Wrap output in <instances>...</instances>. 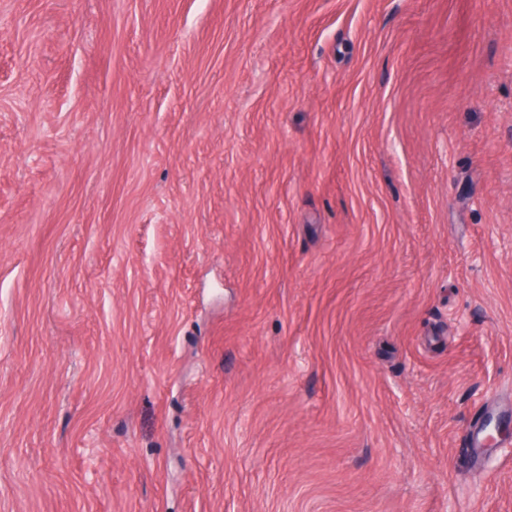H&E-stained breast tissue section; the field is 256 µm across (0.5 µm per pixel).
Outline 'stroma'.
I'll list each match as a JSON object with an SVG mask.
<instances>
[{
  "mask_svg": "<svg viewBox=\"0 0 512 512\" xmlns=\"http://www.w3.org/2000/svg\"><path fill=\"white\" fill-rule=\"evenodd\" d=\"M512 0H0V512H512Z\"/></svg>",
  "mask_w": 512,
  "mask_h": 512,
  "instance_id": "35a3bbf8",
  "label": "stroma"
}]
</instances>
